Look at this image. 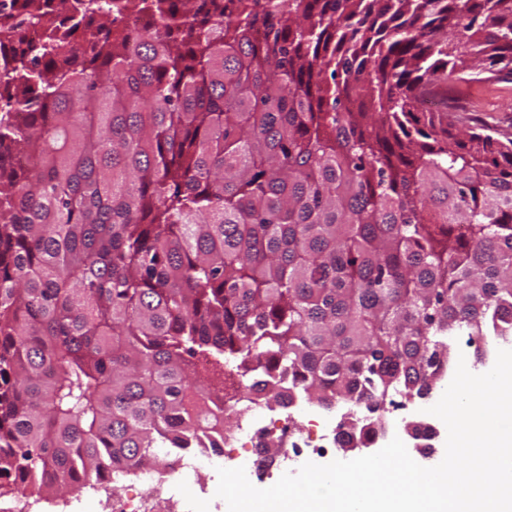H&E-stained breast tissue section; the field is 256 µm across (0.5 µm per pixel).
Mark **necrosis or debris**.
Masks as SVG:
<instances>
[{
    "label": "necrosis or debris",
    "mask_w": 512,
    "mask_h": 512,
    "mask_svg": "<svg viewBox=\"0 0 512 512\" xmlns=\"http://www.w3.org/2000/svg\"><path fill=\"white\" fill-rule=\"evenodd\" d=\"M210 410L236 421L237 430L225 434L224 445L188 451L169 449L168 477L179 484L181 493L163 496L162 482L156 479V468L151 462H143L133 470L118 469L111 480L79 488L74 495L60 505V512H149V505L160 498H167L174 512H219L221 503L215 495L218 468H244L251 479H261L271 463L265 461L257 447L267 440L269 423L258 406L241 400L233 406L216 401ZM341 435L336 420L329 411L312 412L303 404H295L282 419L279 428L280 451L275 463L300 466L325 449L336 447ZM136 479L137 492L132 496L116 498L112 486L129 479Z\"/></svg>",
    "instance_id": "obj_1"
}]
</instances>
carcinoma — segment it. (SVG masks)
Listing matches in <instances>:
<instances>
[{"label": "carcinoma", "mask_w": 512, "mask_h": 512, "mask_svg": "<svg viewBox=\"0 0 512 512\" xmlns=\"http://www.w3.org/2000/svg\"><path fill=\"white\" fill-rule=\"evenodd\" d=\"M484 74L512 0H0V496L215 445L214 391L375 411L512 336V138L423 108ZM483 345V340L478 336H472V339L469 338V336H456L452 340V352H453V358L455 362V370L457 367L458 359L460 353H462L465 357V360L467 361V368H471L474 371L485 373L489 371L496 361L497 351L499 349H512V343H499L497 348L493 353H491L483 362V364L477 365V367H473L474 365V355L473 351L474 349L479 346ZM471 370V369H470Z\"/></svg>", "instance_id": "obj_1"}]
</instances>
